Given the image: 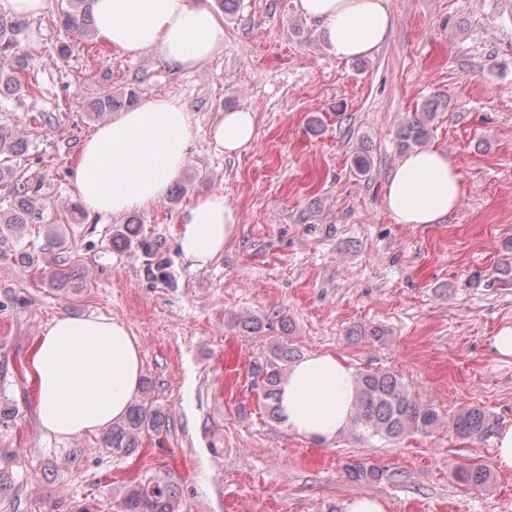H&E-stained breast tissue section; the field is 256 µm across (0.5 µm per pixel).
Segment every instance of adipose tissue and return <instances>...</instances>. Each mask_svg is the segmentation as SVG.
<instances>
[{"label": "adipose tissue", "mask_w": 512, "mask_h": 512, "mask_svg": "<svg viewBox=\"0 0 512 512\" xmlns=\"http://www.w3.org/2000/svg\"><path fill=\"white\" fill-rule=\"evenodd\" d=\"M213 0H89L97 38L128 54L158 52L171 66L195 71L224 52V21ZM316 22L340 59L371 55L390 36L387 0H295ZM196 137L194 115L173 98H153L99 124L81 145L72 169L75 194L89 215L118 217L165 198ZM225 155L245 150L255 137V116L245 109L221 114L210 130ZM462 197V176L446 150L405 154L385 186L396 223L440 224ZM240 216L223 193L197 197L182 213L178 247L192 267L223 254ZM138 339L112 317H55L40 332L28 358L41 428L57 437L101 431L125 418L138 390ZM355 376L332 354L295 362L278 393V414L291 433L314 445L333 442L353 416Z\"/></svg>", "instance_id": "obj_1"}]
</instances>
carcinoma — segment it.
I'll list each match as a JSON object with an SVG mask.
<instances>
[{
  "label": "carcinoma",
  "instance_id": "carcinoma-1",
  "mask_svg": "<svg viewBox=\"0 0 512 512\" xmlns=\"http://www.w3.org/2000/svg\"><path fill=\"white\" fill-rule=\"evenodd\" d=\"M60 25L69 32L91 33L87 0H66L65 7L61 8ZM22 33L23 22L0 14L1 58L13 54ZM10 87L31 97L38 91L37 85L26 79L24 65L19 61L11 71H0V93ZM136 101L137 95L133 90L118 94L108 92L93 103V112L99 116L109 115L133 106ZM433 115L428 104L400 129L404 146L425 144ZM27 150V140L8 124L0 123V187L10 189L13 194L10 209H0V258L10 251L6 231L34 224L40 219L28 198V193L39 191V186L30 184L17 163ZM112 242L124 247L135 242L145 251H150L147 240L140 238V230L129 224H120L113 230ZM47 247L51 251L58 250V256L53 259L54 267L43 269V274L51 286L64 288L74 275L73 261L65 255V240L50 234ZM289 357L288 347L278 343L271 348L270 359L256 367L262 376L265 400L273 414L277 413V390L283 378L281 363L288 361ZM355 380V427L385 440H397L413 432L426 433L440 423L439 412L413 395L397 374L388 370L366 371ZM163 426L165 416L162 410L145 396L131 406L123 421L112 425L106 447L114 453H128L137 447L142 434L158 433ZM448 426L461 438L482 439L494 431L497 420L483 408L472 406L457 413ZM347 475L355 482H371L381 477V471L373 465L352 463L347 467ZM455 477L472 488H482L492 481V471L485 464H463L455 471ZM122 508L124 512H178V499L170 481L154 475L145 476L123 488Z\"/></svg>",
  "mask_w": 512,
  "mask_h": 512
}]
</instances>
